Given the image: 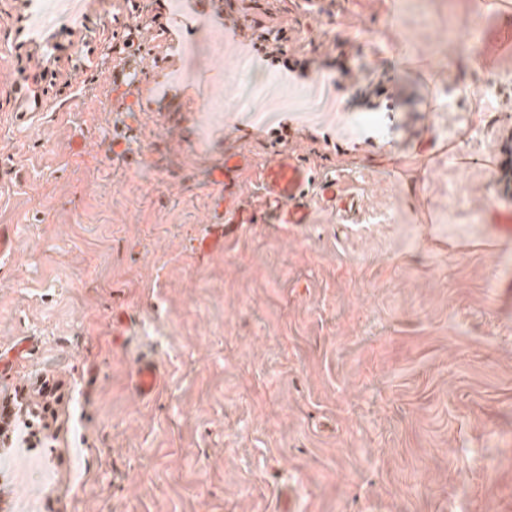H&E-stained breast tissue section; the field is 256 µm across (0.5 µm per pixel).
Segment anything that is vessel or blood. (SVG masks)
<instances>
[{
    "label": "vessel or blood",
    "mask_w": 512,
    "mask_h": 512,
    "mask_svg": "<svg viewBox=\"0 0 512 512\" xmlns=\"http://www.w3.org/2000/svg\"><path fill=\"white\" fill-rule=\"evenodd\" d=\"M481 6L502 20L489 45L490 51L511 54L512 0H482ZM250 165L249 156L237 152L225 155L223 165L211 172L212 184L222 186L224 194L214 204L205 233L195 241L199 256L223 251L226 241L237 236L244 225L256 223L261 216L277 224L310 223V193H317L322 208L327 210H336L345 203L335 178L315 179L299 154L288 149L276 153L261 169L262 206L254 208L242 197L239 185L241 174ZM161 381L157 361L147 356L138 357L133 368L136 394L146 399L154 397Z\"/></svg>",
    "instance_id": "1"
}]
</instances>
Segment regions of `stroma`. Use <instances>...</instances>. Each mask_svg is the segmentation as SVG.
<instances>
[{"label":"stroma","mask_w":512,"mask_h":512,"mask_svg":"<svg viewBox=\"0 0 512 512\" xmlns=\"http://www.w3.org/2000/svg\"><path fill=\"white\" fill-rule=\"evenodd\" d=\"M183 2L177 23L174 0H79L62 27L0 0V350L32 341L0 403L57 386L54 480L0 482V512H512V55L475 62L495 19L478 0ZM201 19L223 54L190 58ZM282 33L269 72L340 111L240 113L239 52ZM134 54L140 88L115 89ZM288 147L348 207L198 257L209 171L250 155L255 203ZM142 354L162 366L149 401ZM161 373L157 361L153 357L139 356L134 363V389L142 398L154 397L161 386Z\"/></svg>","instance_id":"obj_1"}]
</instances>
